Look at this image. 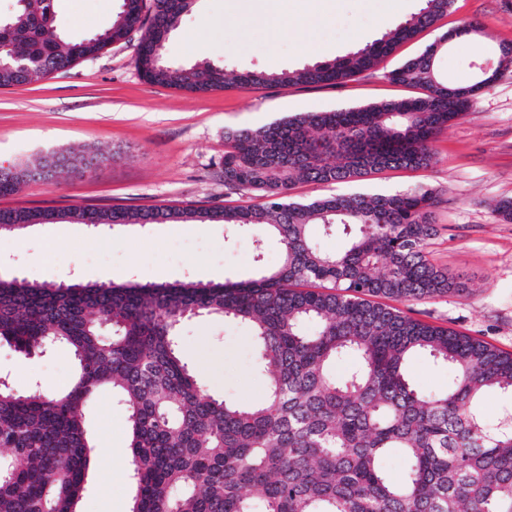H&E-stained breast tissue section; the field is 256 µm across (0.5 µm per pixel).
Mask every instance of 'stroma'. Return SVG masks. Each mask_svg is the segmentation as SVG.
Masks as SVG:
<instances>
[{
  "instance_id": "35a3bbf8",
  "label": "stroma",
  "mask_w": 512,
  "mask_h": 512,
  "mask_svg": "<svg viewBox=\"0 0 512 512\" xmlns=\"http://www.w3.org/2000/svg\"><path fill=\"white\" fill-rule=\"evenodd\" d=\"M118 5L119 0H61L56 28L68 39H81L108 26ZM421 5L422 0H330L310 36L276 37L261 24L242 30L231 16L232 0H194L167 44V55L176 63L298 68L383 37V17L396 27ZM476 22L482 33L449 42L435 59L448 86L465 87L476 81L477 64L490 60L499 45L512 44V0H454L433 27L337 87L271 85L188 93L146 84L133 65L134 42L112 44L53 78L0 88V164L23 165L70 148L114 154L93 175H63L54 185L28 183L19 193L0 197V209L243 204L248 194L227 193L217 176L226 131L256 129L300 112L421 96L420 88L391 82L388 72L442 33ZM433 151L425 169L387 170L357 182L299 183L291 194L306 200L417 186L442 194L430 258L467 293L404 301L399 308L511 353L512 221L501 220L495 206L512 199V71L480 91L470 111L437 137ZM258 265L250 232L229 233L220 224L94 227L67 218L0 235L2 278L206 283L252 279ZM176 341L182 360L213 394L241 402L263 398L265 378L245 325L196 317L180 325ZM74 371L73 356L63 347L28 358L0 347V378L21 389L63 392ZM85 418L95 450L79 512H130L135 484L125 458L110 454L128 445V413L103 389L86 406Z\"/></svg>"
}]
</instances>
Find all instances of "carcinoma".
<instances>
[{"label":"carcinoma","mask_w":512,"mask_h":512,"mask_svg":"<svg viewBox=\"0 0 512 512\" xmlns=\"http://www.w3.org/2000/svg\"><path fill=\"white\" fill-rule=\"evenodd\" d=\"M193 0H120L104 31L56 33L58 0H15L0 18V87L30 84L93 58L142 31L133 62L150 85L206 93L241 85L341 84L373 68L448 13L453 0H423L393 32L355 52L270 72L214 63L173 64L145 30L177 29ZM464 26L443 34L461 39ZM437 42V43H439ZM433 42L388 74L422 95L275 120L224 133V186L259 202L233 208H76L79 223L222 224L252 232L263 262L253 279L222 283L81 284L0 278V344L21 356L57 346L75 362L71 388L20 391L0 380V512H78L91 464L84 408L109 388L128 411L130 512H512V411L488 423L490 392L512 394V353L434 326L385 303L461 291L426 252L442 196L422 186L396 194L291 197L298 183L352 182L386 169H420L433 143L471 101L439 79ZM108 160L97 150L51 152L25 167L0 166V197L33 179L84 176ZM49 210H0V233L49 224ZM346 242L326 252L312 228ZM216 316L247 326L266 394L253 403L205 389L178 355L175 323ZM428 354L452 371L424 393L407 366ZM355 358L336 376L337 361ZM398 455L401 480L384 460Z\"/></svg>","instance_id":"obj_1"}]
</instances>
